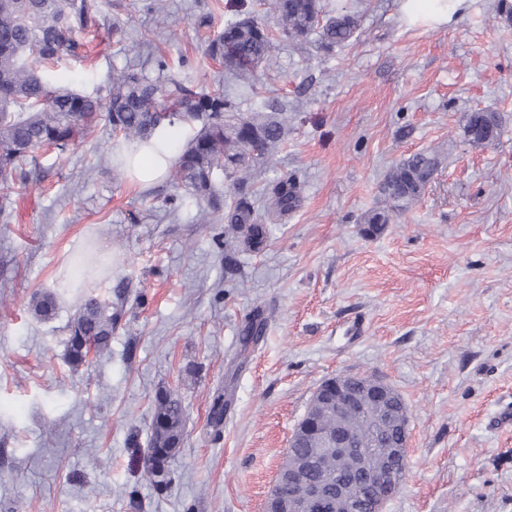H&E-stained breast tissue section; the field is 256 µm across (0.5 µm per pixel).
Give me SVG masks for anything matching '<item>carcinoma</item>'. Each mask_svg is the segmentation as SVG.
Segmentation results:
<instances>
[{
	"label": "carcinoma",
	"instance_id": "1",
	"mask_svg": "<svg viewBox=\"0 0 512 512\" xmlns=\"http://www.w3.org/2000/svg\"><path fill=\"white\" fill-rule=\"evenodd\" d=\"M276 21L278 34L304 49L329 53L349 42L359 28L356 14L328 12L322 0H262ZM95 0H0V222L9 223L11 195L22 188L38 161L36 150L45 147L65 154L101 122L112 128L117 141H147L162 126L193 129L177 148L169 179L176 193L166 201L176 212L190 197L206 206L198 215L208 221L209 211L224 212V252H258L267 241L266 225L288 218L301 202L296 180L286 174L266 187L264 203L256 205L252 176L269 163L288 135V117L274 104L249 112L221 90L197 91L184 79L168 73L165 59L156 61L157 75L112 67L106 94L90 95L60 81L55 63L62 58L86 61L87 42L78 34L88 28ZM204 54L224 65L226 74L248 84L255 72L273 66L272 34L249 10L224 24V30L204 40ZM502 133L501 118L493 111L468 113L466 143L488 148ZM442 164L436 151H420L392 165L381 186L382 205L362 217L363 234L376 237L393 221L400 208L419 201ZM224 174L230 195L222 200L215 189L216 175ZM103 265L94 253L76 256L85 275ZM55 297L43 293L33 300L34 311L49 316ZM119 313L112 303L89 294L68 326L67 357L78 366L91 351L107 348ZM185 407L168 390L155 397L144 475L155 487L164 481L159 466L174 458L184 437ZM350 482L355 475L332 457L309 473L312 480Z\"/></svg>",
	"mask_w": 512,
	"mask_h": 512
}]
</instances>
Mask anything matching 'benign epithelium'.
<instances>
[{
    "instance_id": "1",
    "label": "benign epithelium",
    "mask_w": 512,
    "mask_h": 512,
    "mask_svg": "<svg viewBox=\"0 0 512 512\" xmlns=\"http://www.w3.org/2000/svg\"><path fill=\"white\" fill-rule=\"evenodd\" d=\"M391 397L384 385L372 382L352 384L349 376L340 375L324 384L316 404L336 412V418L341 421L350 414L363 415L374 409L386 428L392 419ZM311 440L318 444L315 454L288 469L286 477L277 478L264 503V512H310L313 507L321 512H360L369 503L373 505L374 512H381V507L399 491L407 468L408 449L390 448L383 463L374 466L369 458L383 444V436H376L366 444L343 424L334 431H325L318 427L315 417L308 412L293 432L289 447ZM329 455L351 459L357 471L369 474V483L363 485L354 481L338 486L334 494L322 484L311 481L301 494L292 496L284 491V487L294 486L321 458Z\"/></svg>"
}]
</instances>
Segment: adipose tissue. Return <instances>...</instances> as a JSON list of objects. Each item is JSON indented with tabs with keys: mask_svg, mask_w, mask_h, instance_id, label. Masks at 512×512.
Masks as SVG:
<instances>
[{
	"mask_svg": "<svg viewBox=\"0 0 512 512\" xmlns=\"http://www.w3.org/2000/svg\"><path fill=\"white\" fill-rule=\"evenodd\" d=\"M471 0H400L404 21L413 26L447 25L459 11L468 8ZM176 140L170 128L159 129L149 143L126 153V176L145 188L167 177L176 156Z\"/></svg>",
	"mask_w": 512,
	"mask_h": 512,
	"instance_id": "1",
	"label": "adipose tissue"
}]
</instances>
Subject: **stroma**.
I'll use <instances>...</instances> for the list:
<instances>
[{
	"mask_svg": "<svg viewBox=\"0 0 512 512\" xmlns=\"http://www.w3.org/2000/svg\"><path fill=\"white\" fill-rule=\"evenodd\" d=\"M99 3L83 35L92 68L66 62L63 83L103 90L113 67L162 57L242 110L280 102L288 138L254 188L296 175L301 204L262 251L229 259L223 222L201 224L195 200L167 214L169 181L113 177L109 126L40 156L0 223V512H262L314 391L367 374L409 409L407 474L384 512H512V24L498 0L437 29L407 25L399 0H328L357 10V36L327 54L274 38L275 65L251 87L206 59L194 27L205 13L222 31L230 0ZM476 110L502 122L483 150L464 141ZM421 150L443 157L435 180L364 237L387 170ZM88 246L111 256L93 284L121 320L74 366L84 291L59 281ZM49 292L44 318L32 299ZM256 319L262 335L242 347ZM166 389L185 436L158 490L140 475Z\"/></svg>",
	"mask_w": 512,
	"mask_h": 512,
	"instance_id": "35a3bbf8",
	"label": "stroma"
}]
</instances>
